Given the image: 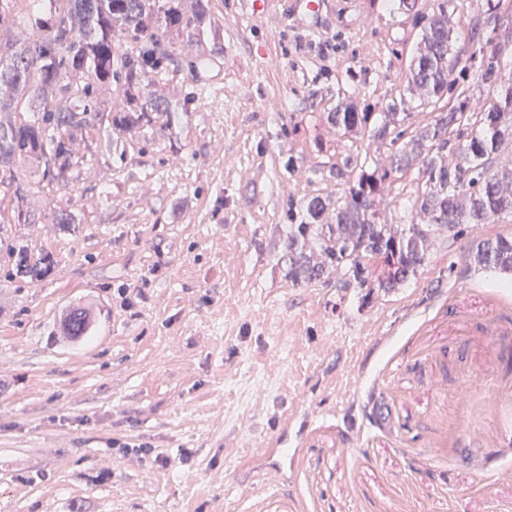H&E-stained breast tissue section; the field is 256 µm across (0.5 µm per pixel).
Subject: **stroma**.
Wrapping results in <instances>:
<instances>
[{
    "label": "stroma",
    "instance_id": "1",
    "mask_svg": "<svg viewBox=\"0 0 512 512\" xmlns=\"http://www.w3.org/2000/svg\"><path fill=\"white\" fill-rule=\"evenodd\" d=\"M205 2L219 33L173 39L150 85L197 90L188 109L77 144L68 187L0 224V512H512V277L468 266L512 217L436 236L415 278L367 299L286 276L289 206L335 191L350 146L387 160L327 123L339 98L429 120L405 74L438 0ZM17 236L55 269L8 278ZM75 305L95 317L81 342L60 325Z\"/></svg>",
    "mask_w": 512,
    "mask_h": 512
}]
</instances>
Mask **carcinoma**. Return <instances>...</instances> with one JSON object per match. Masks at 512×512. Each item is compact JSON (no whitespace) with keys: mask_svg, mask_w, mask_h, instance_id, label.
<instances>
[{"mask_svg":"<svg viewBox=\"0 0 512 512\" xmlns=\"http://www.w3.org/2000/svg\"><path fill=\"white\" fill-rule=\"evenodd\" d=\"M14 0H0V184L24 201L33 183L21 165L34 166L41 187L65 186L76 164L74 143L100 129L112 147V130L132 137L155 124L160 112L179 104L147 90L172 55L166 48L173 33L192 36L216 28L204 0H33L23 20L13 13ZM417 19L420 40L406 80L423 100L449 101L433 119L413 130L404 128L409 113L395 98L361 110L342 100L327 113L329 124L345 137L365 134L389 143L388 163L370 168L349 153L336 178L350 186L332 196L316 195L288 209L283 242L288 279L298 285L343 276V287L389 293L415 276L427 262L426 243L446 225L456 237L463 224H487L512 215V167L497 166L502 149L512 145V86L491 101L474 97L470 85L453 78L478 61L474 79L488 91L499 90L502 60L496 41L512 39V4L503 0L472 19V38L452 50L448 5ZM36 26L40 37L22 39L15 29ZM486 32V41L479 40ZM131 43L132 56L115 53ZM121 92L112 97V90ZM30 113L20 119L18 108ZM411 178L417 190L407 224L381 220L378 203L395 182ZM10 277L39 280L55 268L50 254L33 255L26 245H10ZM475 268L512 274V236L479 241L470 253ZM67 335L83 339L93 320L82 307L64 318Z\"/></svg>","mask_w":512,"mask_h":512,"instance_id":"1","label":"carcinoma"}]
</instances>
